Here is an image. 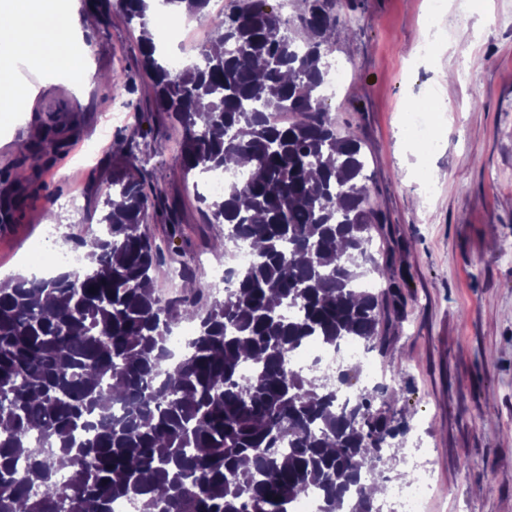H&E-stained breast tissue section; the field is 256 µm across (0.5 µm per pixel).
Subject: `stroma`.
Wrapping results in <instances>:
<instances>
[{
	"instance_id": "obj_1",
	"label": "stroma",
	"mask_w": 512,
	"mask_h": 512,
	"mask_svg": "<svg viewBox=\"0 0 512 512\" xmlns=\"http://www.w3.org/2000/svg\"><path fill=\"white\" fill-rule=\"evenodd\" d=\"M447 2L433 18L428 0H343L347 32L326 56L347 79L325 104L338 132L360 138L369 199L383 218L372 250L402 286L384 325L389 344L366 353L353 387L373 378L396 398L407 425L399 445L420 446L434 472L429 512H512V0ZM461 28L470 37L458 43ZM139 38L117 13L83 30L74 47L89 52L96 76L77 96L60 88V75L17 70L34 95L29 111L0 126V169L18 159L17 140L53 117L69 127L71 148L42 176L56 205L29 197L18 222L0 229V276L25 272L47 225L74 241L90 237L112 158L128 147L181 206L185 236L156 269L159 295L177 296L182 262L206 283L223 263L215 243L224 228L205 224L196 180L180 170L179 131L155 111ZM115 69L126 70L129 90L113 92L105 76ZM426 98L451 106L432 112L428 154L406 125ZM73 192L81 210L61 209Z\"/></svg>"
}]
</instances>
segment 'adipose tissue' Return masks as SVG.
Wrapping results in <instances>:
<instances>
[{"instance_id":"1","label":"adipose tissue","mask_w":512,"mask_h":512,"mask_svg":"<svg viewBox=\"0 0 512 512\" xmlns=\"http://www.w3.org/2000/svg\"><path fill=\"white\" fill-rule=\"evenodd\" d=\"M81 26L80 19L61 8L60 0H0L1 124L29 109L31 92L14 77L16 60L36 70L61 71L72 93L90 83L95 71L89 57L70 47Z\"/></svg>"}]
</instances>
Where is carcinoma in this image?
<instances>
[{
	"instance_id": "carcinoma-1",
	"label": "carcinoma",
	"mask_w": 512,
	"mask_h": 512,
	"mask_svg": "<svg viewBox=\"0 0 512 512\" xmlns=\"http://www.w3.org/2000/svg\"><path fill=\"white\" fill-rule=\"evenodd\" d=\"M209 2L160 5L198 15ZM303 2L298 39L269 0H236L179 70L147 31L151 0L106 5L103 24L114 9L140 28L155 109L182 131V171L243 174L200 201L207 223L254 260L229 271L224 298L204 310L210 286L186 268L178 296L161 298L164 248L142 226L155 214L174 241L179 206L113 158L100 230L78 243L96 267L0 283V512H113L125 499L138 512H291L313 489L321 512L350 495L354 512H375L378 464L407 431L396 400L377 387L342 403L351 370L331 378L289 365L309 342L375 348L396 297L358 287L364 263L387 275L370 251L380 216L359 138L337 134L318 95L341 33L336 0ZM279 112L290 120L274 121ZM65 146L50 127L28 158L47 168ZM2 187L19 210L29 186L1 169ZM186 319L196 331L176 355L169 334Z\"/></svg>"
}]
</instances>
